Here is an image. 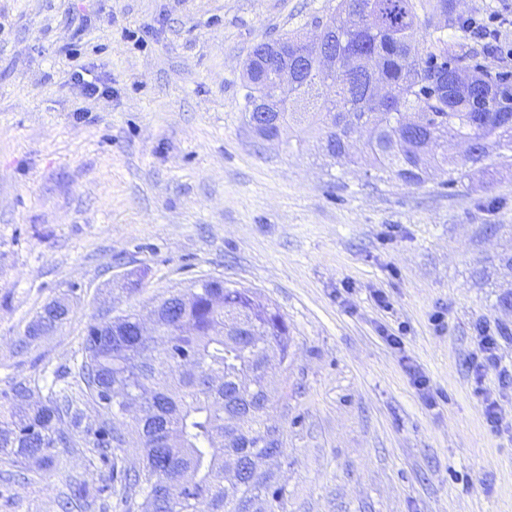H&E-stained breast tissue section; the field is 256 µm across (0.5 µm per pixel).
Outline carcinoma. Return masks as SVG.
<instances>
[{
  "mask_svg": "<svg viewBox=\"0 0 512 512\" xmlns=\"http://www.w3.org/2000/svg\"><path fill=\"white\" fill-rule=\"evenodd\" d=\"M456 0H338L325 23L338 66L319 80L321 68L297 75L288 105L255 132L276 140L281 128L318 131L324 154L347 157L352 137L366 129L369 178L418 185L431 171L459 182L467 172L512 170V75L489 71L448 50L444 31L459 27ZM424 33L417 40L418 33ZM288 57L255 50L247 68L245 118L269 95L276 73L298 53L317 54L299 35L279 39ZM472 71L474 85L459 88L452 73ZM471 143V162L452 151ZM68 308L46 304L28 326L34 338L61 326ZM157 335L139 336L134 311L88 327L81 358L68 374L74 384L51 380L45 400L32 401L19 385L0 412V464L22 470L35 463L53 469L55 448L78 436L92 447L98 486L77 483L71 497L88 500L128 494L143 499V512H284L286 493L274 476L286 448L263 444L270 428L269 353L288 358V324L279 310L249 288H230L209 277L193 282L153 311ZM102 409L94 429L82 427L84 400ZM137 414L142 466L118 454L125 435L114 425Z\"/></svg>",
  "mask_w": 512,
  "mask_h": 512,
  "instance_id": "carcinoma-1",
  "label": "carcinoma"
}]
</instances>
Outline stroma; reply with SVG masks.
<instances>
[{"label": "stroma", "instance_id": "stroma-1", "mask_svg": "<svg viewBox=\"0 0 512 512\" xmlns=\"http://www.w3.org/2000/svg\"><path fill=\"white\" fill-rule=\"evenodd\" d=\"M336 4L0 0V404L21 383L46 398L89 324L220 277L288 322L269 410L286 512H512V430L486 427L467 365L480 321L512 365V174L380 183L317 133L245 120L254 47L314 36ZM459 11L512 45V0ZM80 65L103 95L80 96ZM53 300L65 323L25 340ZM57 453L23 479L0 465V512H61L98 482L83 443Z\"/></svg>", "mask_w": 512, "mask_h": 512}]
</instances>
